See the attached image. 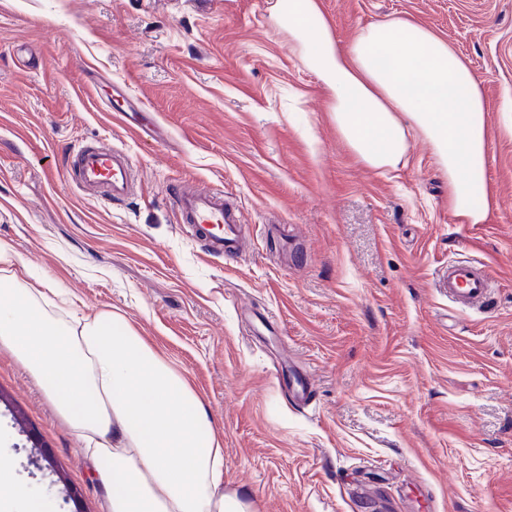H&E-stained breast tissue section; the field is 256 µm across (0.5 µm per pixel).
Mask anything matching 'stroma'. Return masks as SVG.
Segmentation results:
<instances>
[{
  "instance_id": "1",
  "label": "stroma",
  "mask_w": 512,
  "mask_h": 512,
  "mask_svg": "<svg viewBox=\"0 0 512 512\" xmlns=\"http://www.w3.org/2000/svg\"><path fill=\"white\" fill-rule=\"evenodd\" d=\"M322 3L340 42L401 15L482 78L487 223L453 216L422 139L395 169L356 159L270 0H0V243L186 373L224 440V489L255 512H512V0ZM90 70L164 141L83 94ZM94 139L130 156L133 195L66 182ZM184 180L245 212L242 254L210 256L182 231ZM457 259L495 276L484 310L437 288ZM296 370L305 405L279 377ZM0 392V440L30 495L46 512H105L102 463L3 350ZM34 436L66 484L31 464Z\"/></svg>"
}]
</instances>
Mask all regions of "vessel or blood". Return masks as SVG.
I'll return each instance as SVG.
<instances>
[{
  "instance_id": "obj_1",
  "label": "vessel or blood",
  "mask_w": 512,
  "mask_h": 512,
  "mask_svg": "<svg viewBox=\"0 0 512 512\" xmlns=\"http://www.w3.org/2000/svg\"><path fill=\"white\" fill-rule=\"evenodd\" d=\"M70 182L80 190L97 189L109 200L129 196L135 174L128 156L109 145L78 147L68 168ZM174 203L182 224L206 242L211 254L222 256L240 251L245 232L243 212L224 201L223 190L186 181L176 187ZM449 298L462 306L485 305L494 288L491 274L483 265L469 261L449 264L439 279Z\"/></svg>"
}]
</instances>
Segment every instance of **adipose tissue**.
Returning a JSON list of instances; mask_svg holds the SVG:
<instances>
[{
  "label": "adipose tissue",
  "instance_id": "obj_1",
  "mask_svg": "<svg viewBox=\"0 0 512 512\" xmlns=\"http://www.w3.org/2000/svg\"><path fill=\"white\" fill-rule=\"evenodd\" d=\"M276 23L330 90L338 133L366 167H397L411 138L432 147L463 224L490 217L481 79L448 41L403 16L340 47L322 0H276ZM0 244V349L35 377L61 417L104 455L107 512H253L224 490V448L188 377L112 312L65 319Z\"/></svg>",
  "mask_w": 512,
  "mask_h": 512
}]
</instances>
